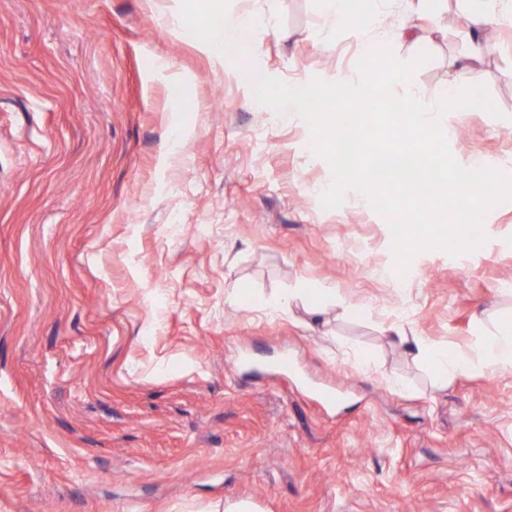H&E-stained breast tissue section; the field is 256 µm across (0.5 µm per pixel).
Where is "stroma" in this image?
<instances>
[{
	"mask_svg": "<svg viewBox=\"0 0 512 512\" xmlns=\"http://www.w3.org/2000/svg\"><path fill=\"white\" fill-rule=\"evenodd\" d=\"M460 7L382 0L425 94L469 52ZM254 13L216 61L219 20ZM483 38L457 93L492 107L448 144L512 175V25ZM361 46L323 0H0V512H512V372L439 387L389 333L467 351L512 319V201L398 275L385 218L323 208L308 124L254 97L358 73ZM291 288L335 289L324 323L260 306Z\"/></svg>",
	"mask_w": 512,
	"mask_h": 512,
	"instance_id": "1",
	"label": "stroma"
}]
</instances>
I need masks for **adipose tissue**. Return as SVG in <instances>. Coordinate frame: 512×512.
Segmentation results:
<instances>
[{
    "label": "adipose tissue",
    "instance_id": "obj_1",
    "mask_svg": "<svg viewBox=\"0 0 512 512\" xmlns=\"http://www.w3.org/2000/svg\"><path fill=\"white\" fill-rule=\"evenodd\" d=\"M469 7L462 19L471 31H482L491 24L512 22V0H467ZM325 11L329 20L337 26L347 28L357 36H364L378 28L380 14L376 7L359 8L353 0H325ZM464 75L463 69L449 70L448 82L435 98L427 104L420 103L417 94H407L406 99L413 114L416 128L426 132L440 125L443 113L461 112L476 107V100H459L455 89ZM401 70L386 69L383 60L371 56L363 73L357 75L337 74L333 89L335 98L344 101L356 99L377 86L404 84ZM413 344L434 370L440 380L467 374L480 369L491 372H512V320L493 321L479 340L474 354H467L438 345L425 337L416 336Z\"/></svg>",
    "mask_w": 512,
    "mask_h": 512
}]
</instances>
